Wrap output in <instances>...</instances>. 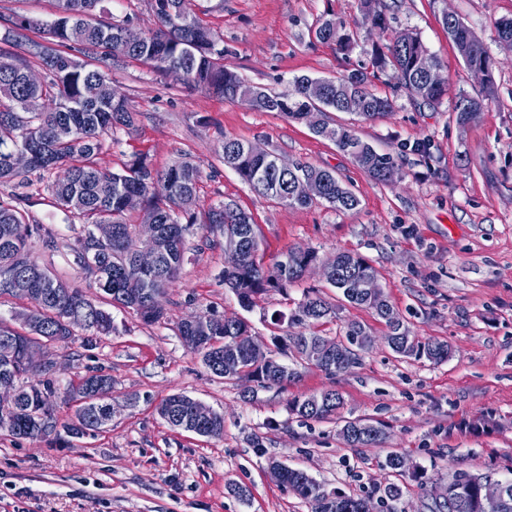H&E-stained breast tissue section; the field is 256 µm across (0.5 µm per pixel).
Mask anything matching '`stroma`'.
<instances>
[{
  "mask_svg": "<svg viewBox=\"0 0 512 512\" xmlns=\"http://www.w3.org/2000/svg\"><path fill=\"white\" fill-rule=\"evenodd\" d=\"M388 2L387 31L359 32L347 53L310 34L329 13L355 23L358 0H192V8L223 38L225 65L270 94L291 90L297 76L338 78L370 66L375 49L390 36L418 34L443 63L448 86L439 104H420L388 71L371 89L393 97V112L358 122L345 112L333 115L396 158L400 173L394 181L374 182L308 125L187 90L130 60L112 65L110 76L136 112V124L104 135L97 161L110 170L135 154L147 155L158 170L195 163L202 172L198 210L231 201L251 213L267 258L294 247L312 249L322 259L339 251L360 255L376 268L381 288L412 334L447 343L448 360L398 357L385 341L384 320L346 303L320 332L343 336L351 320L367 327L373 343L355 368L331 378L302 365L285 387L261 388L254 401H243L237 383L211 374L183 342L178 323L207 312L238 317L268 345L273 336L292 332L273 325V313L291 312L309 292L332 300L336 291L312 269L243 309L222 281L223 235L195 231L169 290L165 319L148 324L116 308L110 335L88 344L79 328L70 343L45 346L59 385L92 368L111 374L112 419L85 436L59 441L0 433V512H310L308 503L272 476L271 456L304 469L326 488L369 499L378 512H431L457 471L512 476V50L499 45L495 27L497 19L512 18V0ZM447 12L473 28L494 60L495 98L464 127L453 112L457 96H482L484 83L449 41L442 24ZM229 139L258 144L289 162L334 170L358 196V207L291 208L257 195L225 167ZM423 141L431 146L430 157L414 150ZM51 181L31 174L21 184L0 183V198L30 197L31 223L55 239L50 246L31 238L30 258L94 295L72 250L84 219L54 203ZM330 388L344 398L332 419L303 423L290 412L291 399ZM178 392L223 414L222 438L175 430L159 417L157 405ZM348 419L384 424L382 444L346 445L338 431ZM255 434L266 456L251 448ZM391 451L423 467L426 483L384 470L381 463ZM394 480L404 494L391 510L379 499L381 488ZM232 483L246 486L248 498L229 494Z\"/></svg>",
  "mask_w": 512,
  "mask_h": 512,
  "instance_id": "stroma-1",
  "label": "stroma"
}]
</instances>
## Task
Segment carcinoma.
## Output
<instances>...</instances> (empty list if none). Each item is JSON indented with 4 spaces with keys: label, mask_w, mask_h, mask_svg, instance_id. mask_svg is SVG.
<instances>
[{
    "label": "carcinoma",
    "mask_w": 512,
    "mask_h": 512,
    "mask_svg": "<svg viewBox=\"0 0 512 512\" xmlns=\"http://www.w3.org/2000/svg\"><path fill=\"white\" fill-rule=\"evenodd\" d=\"M53 20L41 22L26 16L0 13L4 33L0 41V182L23 174L12 165V156L27 152L31 162L27 170L63 174L50 184L57 205L91 220L83 225L76 240V258L91 279L92 287L112 305L132 309L147 323L162 320L167 313V296L184 261L185 237L193 226L205 224L220 229L224 236L239 238L244 249L237 268L223 272L224 287L233 292L241 306L250 308L257 296L280 290L299 280L305 267L318 259L310 249L293 248L265 262L262 240L252 217L233 202H222L198 216L194 206L201 171L185 161L166 170H156L145 156H136L119 172L97 166L103 135L134 126L135 118L121 97L112 94L108 62L119 59L139 61L162 77H172L187 90L212 91L226 99L252 90L238 73L224 65V40L202 24L190 6V0H151L157 19L156 28L144 34L134 46L123 42V25L115 24L104 0H55ZM384 0H360L358 25L384 32L387 27ZM448 39L467 68L484 65L493 70L491 57L483 43L465 21L456 16L446 25ZM501 45L512 49V18L496 25ZM38 30L40 41L27 36ZM315 39L332 43L341 51L352 45L353 36L345 22L334 17L322 19L314 30ZM36 59L46 70L47 80L31 84L30 60ZM375 67L391 70L398 84L410 95L431 105L440 101L445 90L434 88L425 79L426 71L441 65L421 39L413 33L395 35L385 49L377 51ZM312 77L293 79V89L278 95L261 94L256 109L279 112L289 119L304 121L306 112H348L359 119L371 120L393 109V101L368 89V73L353 69L337 79H322L324 93L312 98L306 93ZM493 76L485 82V96L460 94L455 103L456 121L468 122V109L481 108L494 98ZM316 134L333 143L378 183H387L399 174L393 155L380 153L358 137L348 124L322 121ZM224 166L233 170L257 194L288 207H307L314 203L301 194L302 181L316 178L323 183V195L317 201L337 210H353L359 199L343 182L321 167L299 163L295 172L278 175L270 160L251 154L247 142L228 141ZM130 193L142 196V223L160 228L158 246L160 267L143 272L133 261L137 247L136 227L125 220L123 199ZM112 225V239L99 244L94 227ZM50 236L41 224L27 221L26 212L13 201L0 199V299H26L33 305L27 315L32 335L14 330L0 318V387L19 393L13 407L0 406V432L32 440L58 439L61 433L80 436L106 425L101 410L112 394V375L92 369L76 384L60 388L47 378L29 383L28 369L21 349L54 338L71 340L74 329L108 334L112 330L110 314L87 298L83 291L70 288L46 269L30 260L28 240L35 234ZM378 277L377 270L365 259L349 252L336 254V267L326 282L356 306L366 307L389 328L387 344L399 357L426 358L432 362L448 359V344L420 341L397 316L384 292L369 293L359 287L366 277ZM336 314L331 302L316 294L307 295L288 317L292 325L309 326ZM215 342L204 340L193 347L205 367L219 378L242 383V398L252 400L256 389L282 387L297 376V371L276 357L274 351L254 347L250 328L242 320L217 326L211 332ZM323 336L300 332L288 337L297 362L313 365L330 376L346 373L359 364L360 353L372 343L365 326L348 322L340 350L329 355L315 349ZM232 368L224 370V360ZM75 407L74 418L58 421V403ZM193 399L172 394L157 407L160 417L172 428H180L191 416ZM343 406L339 392L327 389L289 401V409L306 420H324L336 415ZM191 432L219 438L224 434V417L215 412L203 427ZM345 443L353 448H372L381 443L383 429L361 420H347L340 430ZM384 467L417 480L424 471L396 452L387 453ZM274 478L309 504L311 512H368L369 501L348 495L339 489L328 490L302 469L277 461L271 467ZM478 476L456 472L448 481V498L434 504L432 512H481Z\"/></svg>",
    "instance_id": "cac0c4a2"
}]
</instances>
